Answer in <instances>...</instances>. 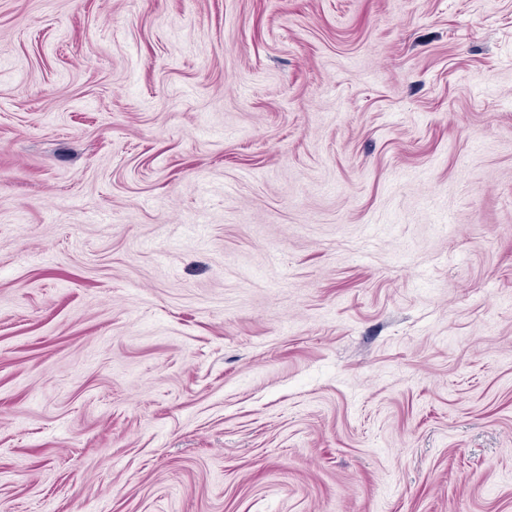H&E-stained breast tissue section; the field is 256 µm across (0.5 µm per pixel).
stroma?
<instances>
[{
	"mask_svg": "<svg viewBox=\"0 0 512 512\" xmlns=\"http://www.w3.org/2000/svg\"><path fill=\"white\" fill-rule=\"evenodd\" d=\"M0 512H512V0H0Z\"/></svg>",
	"mask_w": 512,
	"mask_h": 512,
	"instance_id": "obj_1",
	"label": "stroma"
}]
</instances>
